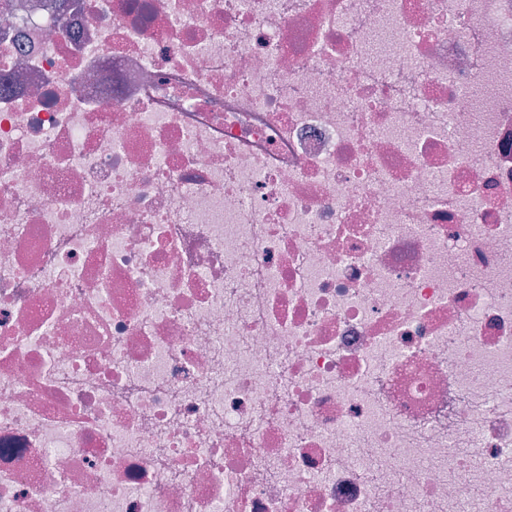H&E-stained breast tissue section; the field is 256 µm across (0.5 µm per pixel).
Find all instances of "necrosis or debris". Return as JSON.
<instances>
[{"mask_svg":"<svg viewBox=\"0 0 512 512\" xmlns=\"http://www.w3.org/2000/svg\"><path fill=\"white\" fill-rule=\"evenodd\" d=\"M512 512V0H0V512Z\"/></svg>","mask_w":512,"mask_h":512,"instance_id":"1","label":"necrosis or debris"}]
</instances>
